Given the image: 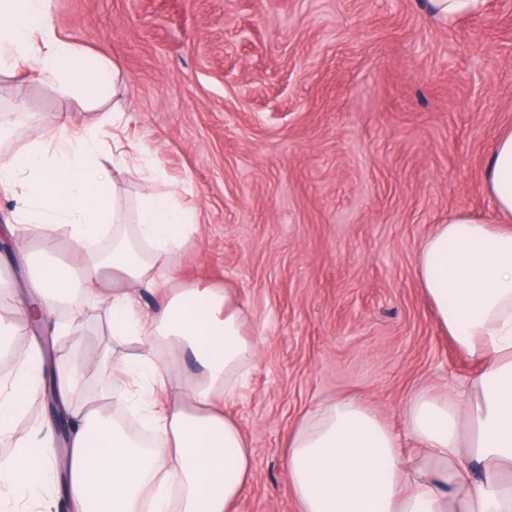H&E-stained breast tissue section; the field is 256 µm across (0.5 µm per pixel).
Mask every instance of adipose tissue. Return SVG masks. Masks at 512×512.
<instances>
[{
  "mask_svg": "<svg viewBox=\"0 0 512 512\" xmlns=\"http://www.w3.org/2000/svg\"><path fill=\"white\" fill-rule=\"evenodd\" d=\"M33 62L39 80L71 91L80 73L100 103L116 95L120 67L102 53L83 52L59 37L50 0H0V67ZM109 173L99 159L97 132L60 140L43 137L0 155V190L17 196L19 219L37 225L45 250L58 247V224L80 266L62 261L39 269L38 292L0 338L28 329L31 309L49 318L74 289L106 304L112 336H131L136 364L88 351L82 363L53 376L72 423L63 457L49 454L53 432L17 434L28 397L38 393L41 350L27 353L0 380V438L18 449L0 469V512H51V477H59L70 512H237L250 482L253 456L222 400L234 398L257 356L229 290L174 288L159 261L180 248L192 217L173 193H148L134 235L107 198ZM486 190L497 215H449L418 252L419 282L441 328L479 365L449 398L417 397L405 426L423 460L404 457L401 438L377 413L351 398L318 405L288 435L285 465L299 512H512V130L501 135L486 167ZM112 228V251L93 244ZM157 294L139 310L133 289ZM167 347L190 355L199 370L175 377L156 356ZM123 377L120 387L87 389L90 367ZM127 399L155 427L150 453L111 420L104 405Z\"/></svg>",
  "mask_w": 512,
  "mask_h": 512,
  "instance_id": "ef3b65f1",
  "label": "adipose tissue"
}]
</instances>
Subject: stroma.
Masks as SVG:
<instances>
[{"mask_svg": "<svg viewBox=\"0 0 512 512\" xmlns=\"http://www.w3.org/2000/svg\"><path fill=\"white\" fill-rule=\"evenodd\" d=\"M57 34L117 62L120 136L198 222L167 256L174 286L226 288L259 355L224 411L246 433L254 474L238 512H298L284 467L291 427L318 404L357 397L394 431L422 394L478 366L438 327L415 256L449 214L493 219L486 162L512 128V0L445 24L419 0H51ZM11 147L83 133L101 106L0 73ZM134 222L145 193L109 171ZM0 196V228L28 250L0 254V318L35 292L41 238ZM45 328L52 364L113 344L105 306L77 295Z\"/></svg>", "mask_w": 512, "mask_h": 512, "instance_id": "stroma-1", "label": "stroma"}]
</instances>
